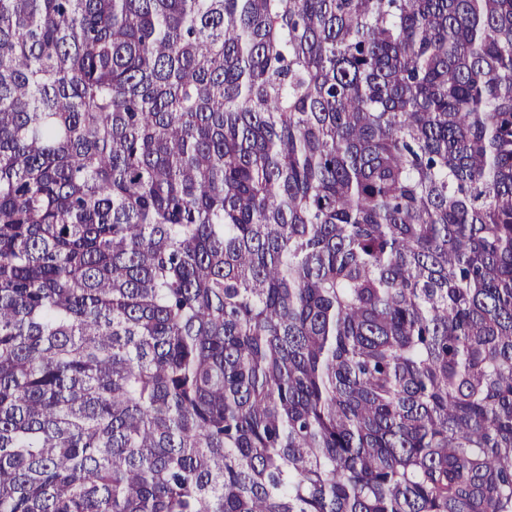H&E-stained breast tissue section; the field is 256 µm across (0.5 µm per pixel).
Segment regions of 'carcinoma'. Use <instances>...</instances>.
<instances>
[{"label":"carcinoma","instance_id":"1","mask_svg":"<svg viewBox=\"0 0 512 512\" xmlns=\"http://www.w3.org/2000/svg\"><path fill=\"white\" fill-rule=\"evenodd\" d=\"M0 512H512V0H0Z\"/></svg>","mask_w":512,"mask_h":512}]
</instances>
